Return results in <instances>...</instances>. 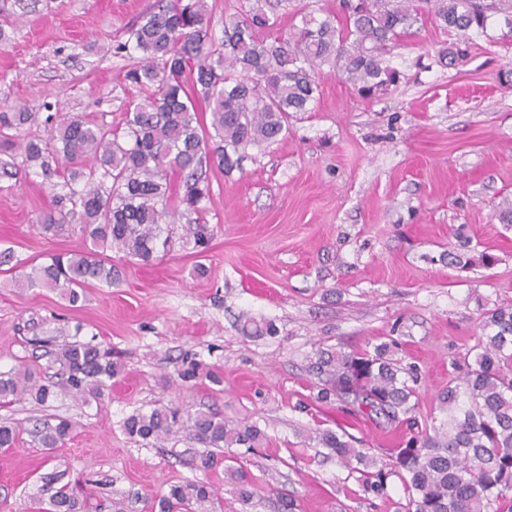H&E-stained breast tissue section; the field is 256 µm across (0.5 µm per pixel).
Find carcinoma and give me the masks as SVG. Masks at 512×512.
Here are the masks:
<instances>
[{"label": "carcinoma", "mask_w": 512, "mask_h": 512, "mask_svg": "<svg viewBox=\"0 0 512 512\" xmlns=\"http://www.w3.org/2000/svg\"><path fill=\"white\" fill-rule=\"evenodd\" d=\"M430 22L453 36L439 52L452 66L473 36L484 35L495 13L512 14V0H422ZM343 21L327 13L299 12L300 23L287 35L275 32L277 20L263 0L223 21L215 37L208 0H157L127 28L116 52L140 54L125 81L141 96L126 104L114 127L79 113H50L47 134L20 137L31 112H0V178L39 173L55 188L63 179L66 193H54L52 207L40 219L43 233L77 229L89 241L82 253H58L50 262L16 281L19 288H46L75 304L90 284L112 286L114 268L105 251L128 260L151 262L167 249L173 229L195 252L212 238L206 224L210 197L207 170L229 174L240 168L246 147L276 141L288 133V118L310 112L319 97L318 69L373 98L400 81L389 64L394 49L422 20L416 0H343ZM209 110L204 121L199 104ZM178 175L180 210L167 207L171 176ZM186 219L176 224L175 215ZM247 336H274L270 321L246 319ZM62 340L51 356L66 373L63 382L40 378L29 367L0 372V404L25 400L43 406L65 393L85 402L112 388L120 367L109 351L60 330ZM474 362L462 358V375L450 380L438 401L446 419L418 426L411 402L421 383L416 366L389 357L390 346L369 351L322 349L311 370L324 378L314 396L318 403L338 401L373 420L406 422L407 436L386 465L332 430L317 436L337 461L361 474L363 491L382 497L387 478L398 474L407 492V512H512V308L487 315ZM203 372L194 353L182 358L178 377L190 382ZM136 440H157L181 429L207 444L198 467L221 463L219 448L249 453L267 440L248 421H226L211 411L189 414L176 405L134 413L123 421ZM74 430L71 421H45L34 441L48 451L61 447ZM65 469L41 477L39 494L46 512H87L88 497L67 480ZM224 477L244 506L257 495L243 467H224ZM218 497L203 481L177 482L152 505L156 512H214Z\"/></svg>", "instance_id": "carcinoma-1"}]
</instances>
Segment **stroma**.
<instances>
[{
    "label": "stroma",
    "mask_w": 512,
    "mask_h": 512,
    "mask_svg": "<svg viewBox=\"0 0 512 512\" xmlns=\"http://www.w3.org/2000/svg\"><path fill=\"white\" fill-rule=\"evenodd\" d=\"M153 2L0 0V112H33L25 130L35 135L45 134L51 107L118 121L136 94L123 74L138 56L114 46ZM503 29L493 20L469 56L448 66L437 57L447 35L424 25L392 54L397 86L373 100L322 66L313 110L294 113L285 137L248 147L232 174L209 170L214 236L204 256L177 246L148 266L113 257L116 280L87 286L74 307L54 292L13 287L21 269H0V372L26 365L56 375L58 326L79 329L122 366L98 400L0 405V421L23 435L0 448V512H41V476L64 468L81 480L90 512L178 481L214 485L223 512H277L280 494L300 512H403L398 475L385 497H367L357 473L315 436L344 429L355 447L386 460L404 427L316 403L310 365L330 346L390 343L394 359L421 372L417 419L440 422L437 396L459 376L455 360L488 312L512 306V224L497 219L512 203V89L500 83L512 48L496 43ZM51 200L42 177L0 179V248L27 266L86 245L76 231L42 233ZM456 253L466 267L449 264ZM249 317L273 322L277 336L243 335ZM188 351L221 372L223 385L181 382ZM170 403L265 431L254 453L224 451L258 487L251 506L238 503L223 468H198L203 444L194 436L147 443L123 431L134 411ZM59 417L74 423L73 436L44 454L29 432Z\"/></svg>",
    "instance_id": "35a3bbf8"
}]
</instances>
